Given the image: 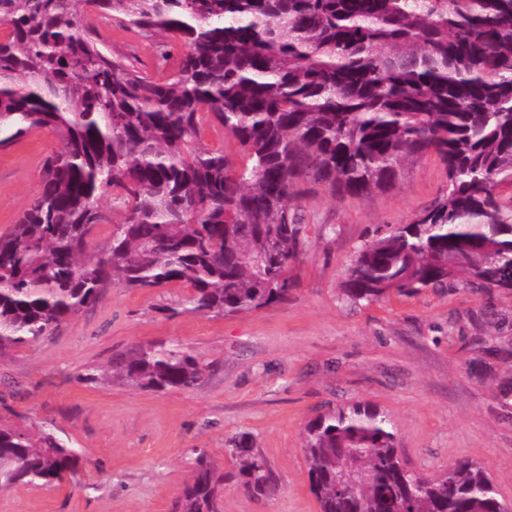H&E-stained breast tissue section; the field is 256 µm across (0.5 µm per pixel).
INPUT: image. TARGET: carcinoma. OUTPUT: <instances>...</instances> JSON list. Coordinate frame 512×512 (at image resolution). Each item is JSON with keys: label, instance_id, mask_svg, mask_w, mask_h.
Wrapping results in <instances>:
<instances>
[{"label": "carcinoma", "instance_id": "1", "mask_svg": "<svg viewBox=\"0 0 512 512\" xmlns=\"http://www.w3.org/2000/svg\"><path fill=\"white\" fill-rule=\"evenodd\" d=\"M118 21L155 43L165 79L112 55ZM0 147L52 131L28 209L0 233V352L48 336L96 303L110 273L127 287L189 285L183 311L250 313L288 299L306 225L303 185L349 196L394 189L434 153L435 203L365 246L343 288L378 300L450 284L512 292V0H0ZM185 52L174 56L169 42ZM245 163L205 144L203 122ZM126 209L104 256L82 262L97 197ZM129 386L191 389L182 344H149L112 366ZM319 512H512L473 461L421 474L391 419L354 404L304 429ZM173 512H223L224 474L192 449ZM231 455L270 491L249 439ZM81 454L55 434L0 427V488L58 487Z\"/></svg>", "mask_w": 512, "mask_h": 512}]
</instances>
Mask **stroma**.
Masks as SVG:
<instances>
[{
	"label": "stroma",
	"mask_w": 512,
	"mask_h": 512,
	"mask_svg": "<svg viewBox=\"0 0 512 512\" xmlns=\"http://www.w3.org/2000/svg\"><path fill=\"white\" fill-rule=\"evenodd\" d=\"M99 36L154 71L151 41L117 25ZM57 147L39 129L0 150V233L28 208ZM445 185L431 153L384 194L302 191L295 204L307 238L286 301L228 317L188 313L189 286L138 291L115 274L50 336L0 355V426L49 430L84 454L62 487L0 490V512H171L196 448L225 474L224 512H318L302 433L319 412L354 403L389 415L409 468L436 473L472 460L512 506V294L459 285L368 302L343 293L359 251L430 207ZM171 342L203 365L194 388L104 378L137 346ZM90 370L98 382L82 381ZM243 434L267 463L270 494L248 490L230 456Z\"/></svg>",
	"instance_id": "stroma-1"
}]
</instances>
